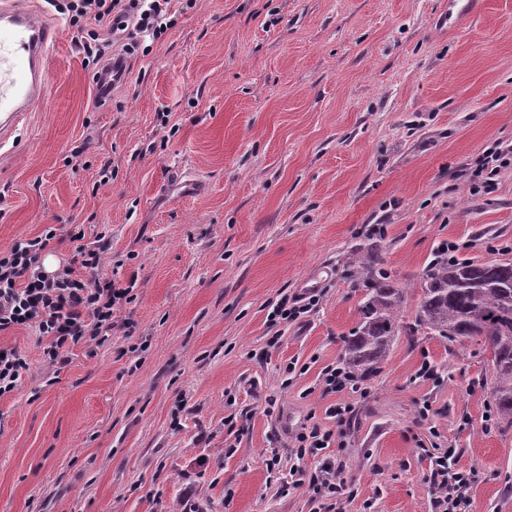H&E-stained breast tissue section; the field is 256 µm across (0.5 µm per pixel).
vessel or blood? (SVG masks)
Returning a JSON list of instances; mask_svg holds the SVG:
<instances>
[{"label": "vessel or blood", "mask_w": 512, "mask_h": 512, "mask_svg": "<svg viewBox=\"0 0 512 512\" xmlns=\"http://www.w3.org/2000/svg\"><path fill=\"white\" fill-rule=\"evenodd\" d=\"M55 29L38 19L23 0H0V129H14L46 88V57ZM126 75L123 58L101 62L95 75L99 102L111 100Z\"/></svg>", "instance_id": "b4317fda"}]
</instances>
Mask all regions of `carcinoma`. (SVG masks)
Segmentation results:
<instances>
[{"label": "carcinoma", "mask_w": 512, "mask_h": 512, "mask_svg": "<svg viewBox=\"0 0 512 512\" xmlns=\"http://www.w3.org/2000/svg\"><path fill=\"white\" fill-rule=\"evenodd\" d=\"M379 265L373 250L352 260L353 278L364 286L365 295L342 360L360 378L384 362L401 333L404 292L391 284ZM421 288L417 326L451 341L485 339L491 352L496 414L512 426V262H450L438 256L428 266Z\"/></svg>", "instance_id": "cac0c4a2"}]
</instances>
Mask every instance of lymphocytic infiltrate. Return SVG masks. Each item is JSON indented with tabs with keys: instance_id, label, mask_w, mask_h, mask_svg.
Masks as SVG:
<instances>
[{
	"instance_id": "obj_1",
	"label": "lymphocytic infiltrate",
	"mask_w": 512,
	"mask_h": 512,
	"mask_svg": "<svg viewBox=\"0 0 512 512\" xmlns=\"http://www.w3.org/2000/svg\"><path fill=\"white\" fill-rule=\"evenodd\" d=\"M170 0H64L60 12L72 26L94 21L81 45L87 55L101 58L110 46L100 38L101 28H113L123 37L160 38L171 26ZM56 236L54 227L0 253V333L26 326L36 328L48 343L43 355L49 363L62 362L63 351L80 340H103L112 327L116 308L130 302V291L100 277L105 245L81 244L62 269L47 273L41 254ZM431 477L438 489L435 512H461L470 489L468 471L460 468L453 451L430 458Z\"/></svg>"
}]
</instances>
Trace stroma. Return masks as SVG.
Instances as JSON below:
<instances>
[{"label": "stroma", "instance_id": "1", "mask_svg": "<svg viewBox=\"0 0 512 512\" xmlns=\"http://www.w3.org/2000/svg\"><path fill=\"white\" fill-rule=\"evenodd\" d=\"M34 7L57 35L0 149V252L51 224L63 264L75 233L104 235L100 273L133 300L59 364L34 329L0 333L29 363L0 397V512H434L428 456L449 448L463 512H512L483 340L401 335L362 393L322 380L359 321L355 253L375 246L404 324L441 242L512 260V168L471 189L512 148V0L453 23L448 0H171L159 39L113 46L127 78L106 108L77 28ZM311 289L307 317L271 319ZM339 400L350 425L325 415ZM315 423L331 446L297 458ZM328 462L335 497L290 484ZM509 166H512V148L507 151L495 149L487 153L472 174L473 189L490 191L501 169Z\"/></svg>", "mask_w": 512, "mask_h": 512}]
</instances>
